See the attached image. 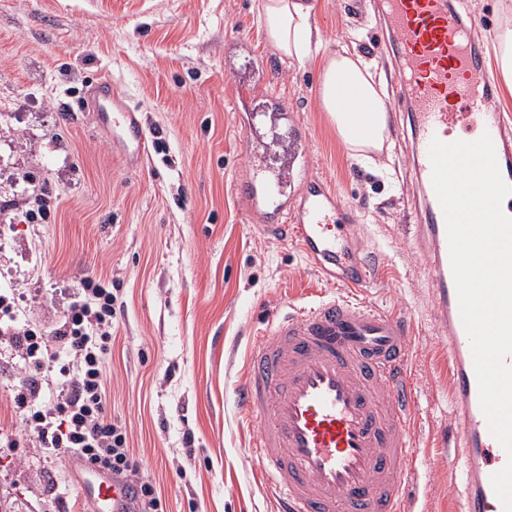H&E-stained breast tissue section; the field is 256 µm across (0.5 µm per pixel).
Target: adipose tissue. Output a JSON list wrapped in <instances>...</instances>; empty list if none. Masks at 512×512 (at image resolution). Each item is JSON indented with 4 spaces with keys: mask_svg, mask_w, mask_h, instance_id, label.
<instances>
[{
    "mask_svg": "<svg viewBox=\"0 0 512 512\" xmlns=\"http://www.w3.org/2000/svg\"><path fill=\"white\" fill-rule=\"evenodd\" d=\"M308 0H261L260 15L272 45L297 62L317 60L320 66V106L340 142L358 163L368 164L387 141V95L373 66L348 49L325 46L311 22ZM372 112L370 122L357 120L360 111Z\"/></svg>",
    "mask_w": 512,
    "mask_h": 512,
    "instance_id": "ef3b65f1",
    "label": "adipose tissue"
}]
</instances>
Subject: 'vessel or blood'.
Here are the masks:
<instances>
[{"label":"vessel or blood","instance_id":"obj_1","mask_svg":"<svg viewBox=\"0 0 512 512\" xmlns=\"http://www.w3.org/2000/svg\"><path fill=\"white\" fill-rule=\"evenodd\" d=\"M383 34L398 61L397 97L407 113L410 161L422 198L413 206L414 239L427 260L435 292L434 319L448 337L453 363V463L463 487V512H504L491 477L507 455L491 434L479 402L469 338L452 273L446 223L432 184V139L457 141L459 129L489 135L503 180L512 184V123L494 104L497 85L485 69L486 46L475 19L454 0H379ZM235 110L251 145H258L259 108L278 111L285 125L265 155L304 152L305 135L272 94L257 96L239 81ZM83 111L110 132L130 168L149 152L138 108L101 76ZM288 170L269 177L256 168L237 186L248 214L293 246L343 294L269 311L253 337L236 406L254 427L247 459L275 497L277 512H413L418 478L411 324L405 316L361 300L373 271L355 246L335 188L308 174L290 191ZM95 512H131L130 488L91 469L84 487Z\"/></svg>","mask_w":512,"mask_h":512}]
</instances>
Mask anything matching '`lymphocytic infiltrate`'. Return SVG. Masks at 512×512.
<instances>
[{
    "label": "lymphocytic infiltrate",
    "instance_id": "lymphocytic-infiltrate-1",
    "mask_svg": "<svg viewBox=\"0 0 512 512\" xmlns=\"http://www.w3.org/2000/svg\"><path fill=\"white\" fill-rule=\"evenodd\" d=\"M117 297L100 281L85 278L55 334L24 328L14 330V303L0 293V317L6 318L8 343L19 351L23 366L42 370L57 363L50 393H42L37 379L22 383L14 405L22 423L46 457L66 452L87 465L125 478L136 472L125 427L106 412L105 358L112 346V319ZM64 345L66 362L51 353V341Z\"/></svg>",
    "mask_w": 512,
    "mask_h": 512
}]
</instances>
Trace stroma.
Instances as JSON below:
<instances>
[{
  "instance_id": "35a3bbf8",
  "label": "stroma",
  "mask_w": 512,
  "mask_h": 512,
  "mask_svg": "<svg viewBox=\"0 0 512 512\" xmlns=\"http://www.w3.org/2000/svg\"><path fill=\"white\" fill-rule=\"evenodd\" d=\"M259 0H0V291L18 322L59 327L84 278L117 289L107 412L125 425L138 476L165 512H274L243 454L251 428L233 391L269 309L299 306L341 283L260 227L235 184L249 176L247 135L224 69L230 41L251 49L241 75L279 72L275 94L307 127L310 173L328 180L376 272L365 294L412 326L424 492L415 512H461L445 446L452 408L448 344L433 319L425 259L413 250L417 189L403 142L358 165L319 105L320 74L268 44ZM330 48L376 53L375 0H310ZM141 110L153 140L138 169L112 150L91 113L63 112L99 75ZM0 345V492L26 512H93L86 471L41 456L13 407L28 379Z\"/></svg>"
}]
</instances>
